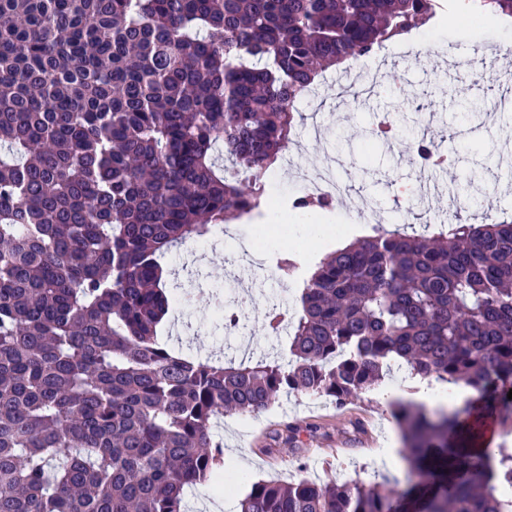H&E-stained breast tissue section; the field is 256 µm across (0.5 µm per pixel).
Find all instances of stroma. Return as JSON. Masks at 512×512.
<instances>
[{"mask_svg": "<svg viewBox=\"0 0 512 512\" xmlns=\"http://www.w3.org/2000/svg\"><path fill=\"white\" fill-rule=\"evenodd\" d=\"M436 21L410 36L387 42L388 68L384 83L369 104L340 105L335 80L321 81L316 98L299 105L304 120L294 131L290 150L293 161L277 163L270 185L280 204L288 208L291 219L287 236L273 235L259 263L236 266L228 262V247L249 244L256 225L265 223V214H256L225 224L210 241L187 242L168 255L167 268L176 270L189 299L175 305L170 320L168 344L177 352L201 357L219 353L236 361L262 356L288 359L287 336L267 335L263 319L271 307L289 313L299 309L300 283L282 278L276 269L281 254L295 255L301 272H308L327 253L347 244L350 237L369 234V225L358 217L359 198H368L384 225L401 222L423 233L422 221L412 213H402L394 199L400 189H418L421 170L414 164L410 145L421 137L425 123H433L442 151L448 155L447 167L434 170L439 194L432 213L443 219L448 204L457 196L468 201L462 219L476 223L484 211L512 216V194L504 188L512 183V172L500 160L512 150V114L495 124L484 122L485 112L498 97L502 86L495 81L473 84L463 72L451 71L452 61L471 54L475 45H496L503 53L512 52V29L490 24L471 28L448 21L456 0H439ZM419 48V58H405L408 49ZM420 102L424 112L394 109L393 99ZM391 118L401 129L396 142L371 139L369 132L383 118ZM339 153L336 170L350 193L326 210L330 222L326 234L312 238L304 223L305 212L289 209L298 194L297 168H313L331 153ZM199 278H192V271ZM235 307L240 322L234 332H225L220 318L226 307ZM367 424L371 435L361 438L353 431L354 420ZM293 427L300 432L301 456L263 454L266 435L275 429ZM216 439L225 452L238 453L246 466L240 477L222 484L220 512H235L239 500L258 480L286 482L291 472L302 478L330 483L336 481L382 482L405 489L408 481L404 466H388L387 460L401 450L400 431L389 402L380 389L353 398L345 407H336L329 398L316 395L284 394L268 409L251 416L227 414L215 427Z\"/></svg>", "mask_w": 512, "mask_h": 512, "instance_id": "35a3bbf8", "label": "stroma"}]
</instances>
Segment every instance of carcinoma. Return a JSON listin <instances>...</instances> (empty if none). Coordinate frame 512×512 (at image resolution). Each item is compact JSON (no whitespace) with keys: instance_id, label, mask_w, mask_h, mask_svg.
<instances>
[{"instance_id":"cac0c4a2","label":"carcinoma","mask_w":512,"mask_h":512,"mask_svg":"<svg viewBox=\"0 0 512 512\" xmlns=\"http://www.w3.org/2000/svg\"><path fill=\"white\" fill-rule=\"evenodd\" d=\"M478 25L512 0H469ZM434 0H0V512H186L224 463L212 425L282 393L336 406L397 367L480 393L459 413L391 402L416 480L258 481L237 512H512V220L431 236L372 228L320 260L290 360L175 353L163 264L261 206L297 104ZM422 166L445 163L426 139ZM335 198L296 197L322 209ZM299 450L298 433L269 452Z\"/></svg>"}]
</instances>
